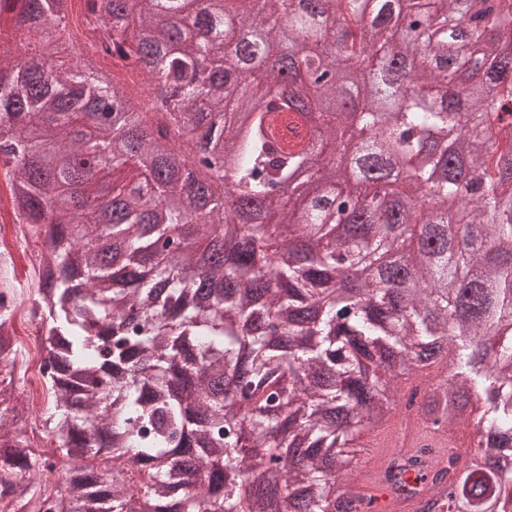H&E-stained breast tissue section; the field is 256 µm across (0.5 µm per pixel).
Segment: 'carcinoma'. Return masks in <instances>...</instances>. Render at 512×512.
<instances>
[{
    "label": "carcinoma",
    "instance_id": "cac0c4a2",
    "mask_svg": "<svg viewBox=\"0 0 512 512\" xmlns=\"http://www.w3.org/2000/svg\"><path fill=\"white\" fill-rule=\"evenodd\" d=\"M201 2L0 0L20 41L56 43L80 9L157 95L145 112L91 58L23 69L0 44L6 186L44 246L40 274L5 287L41 296L51 369L39 450L0 329V512H350L338 481L371 506L354 465L331 467L421 361L434 404L476 398L480 459L395 448L381 481L418 512H512V0H299L286 31L289 0ZM164 10L197 13L203 38ZM227 16L249 33L245 95L211 45ZM327 64L363 95L367 137L343 145L355 183L299 179L308 152L275 129L300 101L262 98L270 80L312 82L335 141L351 99ZM445 87L482 127L463 150ZM213 112V151L239 158L235 208L198 160ZM393 160L412 180L379 185Z\"/></svg>",
    "mask_w": 512,
    "mask_h": 512
}]
</instances>
